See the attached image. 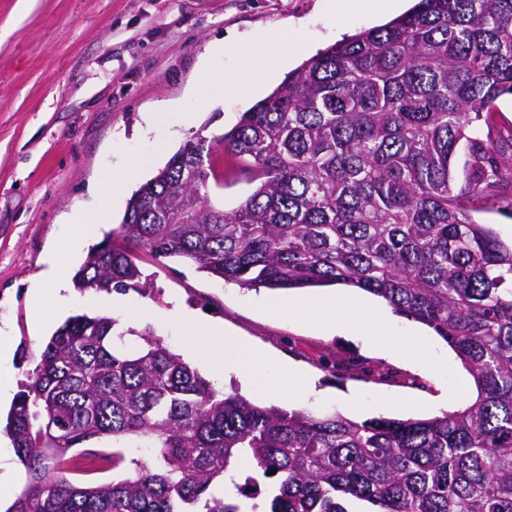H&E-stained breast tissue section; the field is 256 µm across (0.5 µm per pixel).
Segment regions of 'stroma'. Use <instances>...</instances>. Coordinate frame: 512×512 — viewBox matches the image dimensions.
<instances>
[{"label": "stroma", "mask_w": 512, "mask_h": 512, "mask_svg": "<svg viewBox=\"0 0 512 512\" xmlns=\"http://www.w3.org/2000/svg\"><path fill=\"white\" fill-rule=\"evenodd\" d=\"M389 14L330 17L325 0H0V325L13 348L10 373L27 382L62 318L42 329L29 320L27 289L57 252L67 273L82 264L71 255L75 236L89 245L103 240L122 221L118 204L108 223H71V216L108 198L113 186L125 198L164 167L189 139H213L231 128L242 112L269 95L290 69L328 45L359 30L388 22ZM279 35L293 56L276 67L267 50L242 53L240 44L260 33ZM224 42L220 74L224 96L201 105L193 93L198 68L212 42ZM249 70L259 91L241 78ZM160 111L154 127L146 113ZM220 182L213 203L231 210L252 191L235 158L213 150ZM140 161L134 169L132 161ZM135 255L153 290L128 292L117 320L140 312L146 324L174 352L185 354L192 323L169 316L171 301L203 320H220L225 330L265 347L305 370L315 394L304 407L338 411L350 419L429 418L473 396L455 352L434 334L426 345L406 336V318L358 316L375 334L402 344L403 359L373 353L337 336L270 314L267 300L304 297L301 289L246 291L199 271L181 259ZM217 390L239 392L262 405L294 409L240 383L233 373L210 367L203 353L190 360ZM360 396L348 407L341 396Z\"/></svg>", "instance_id": "35a3bbf8"}]
</instances>
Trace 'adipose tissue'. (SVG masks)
<instances>
[{
	"label": "adipose tissue",
	"instance_id": "adipose-tissue-1",
	"mask_svg": "<svg viewBox=\"0 0 512 512\" xmlns=\"http://www.w3.org/2000/svg\"><path fill=\"white\" fill-rule=\"evenodd\" d=\"M44 275L55 279V287H43L41 281L37 280L28 290L29 299L33 304L32 323L36 326L46 322L54 297L58 292L65 290V281L59 276V264L55 257H48ZM360 303V298L351 296L339 302L329 297H306L292 303L273 301L269 307L300 322L319 323L327 335L344 338L365 350H373L378 347L376 340L365 330L357 316ZM201 345L205 346L211 364L230 368L268 395H278L280 390L286 387L300 400L314 390L306 374L279 361L268 350L225 332L223 322L198 323L197 335L192 338L189 347L194 350Z\"/></svg>",
	"mask_w": 512,
	"mask_h": 512
}]
</instances>
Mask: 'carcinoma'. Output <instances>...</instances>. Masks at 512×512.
<instances>
[{"instance_id":"cac0c4a2","label":"carcinoma","mask_w":512,"mask_h":512,"mask_svg":"<svg viewBox=\"0 0 512 512\" xmlns=\"http://www.w3.org/2000/svg\"><path fill=\"white\" fill-rule=\"evenodd\" d=\"M512 0H418L289 72L219 138L254 183L230 212L200 198L212 142L188 140L91 248L81 290L146 293L127 248L247 289L344 285L456 353L475 398L440 416L355 421L216 390L150 326L77 315L46 344L5 430L26 473L7 512H512ZM112 438L126 476L77 477ZM149 449V460L127 453ZM251 462L240 473L243 458ZM275 470L270 475L268 471ZM497 206L488 205V209L474 214V218L483 224H492L506 241L512 239V219L499 213Z\"/></svg>"}]
</instances>
